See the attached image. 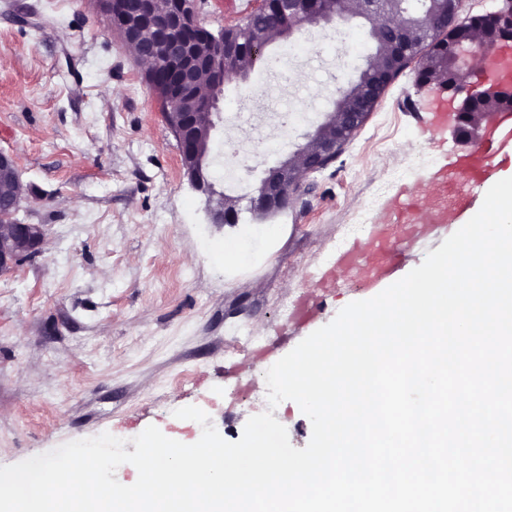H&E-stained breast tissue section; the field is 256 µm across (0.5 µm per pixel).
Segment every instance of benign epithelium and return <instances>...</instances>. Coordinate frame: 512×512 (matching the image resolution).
Wrapping results in <instances>:
<instances>
[{"instance_id": "benign-epithelium-1", "label": "benign epithelium", "mask_w": 512, "mask_h": 512, "mask_svg": "<svg viewBox=\"0 0 512 512\" xmlns=\"http://www.w3.org/2000/svg\"><path fill=\"white\" fill-rule=\"evenodd\" d=\"M202 0H179L178 7L164 14L157 11L156 0H137L134 8H113L114 0H95L104 15L115 18L113 28L125 34V43L132 47L139 60H145L152 69L164 65L174 66L178 77L177 90H191L195 77L201 71L214 76V82L223 83L246 76L235 69L233 59L238 46L224 41L223 32L209 34L212 45L224 57L219 60L202 56L184 39V33L200 26L199 10ZM257 7L251 15L275 14L282 19L281 29L290 35L306 25L330 24L344 16L342 9L331 5L329 0H256ZM502 6L495 12L459 16L461 0H444L441 9L444 35L422 38L412 20L402 11L386 15L378 9V0H359L356 16L365 20L384 19L389 33L385 53L397 58L402 69L417 59L421 53L436 49L441 43L448 44L451 52L454 76L440 80L438 87L453 97L462 98L454 134L458 138L477 135L487 113L476 114L481 102L512 103V89L498 82L473 84L467 77L477 68L486 69L489 57L487 46L500 40L512 39V0H500ZM398 77L396 72H384L376 78L356 103L345 112L332 113V129L319 147L310 150L300 147L288 161L266 169L254 195L249 197L246 210L256 220H264L288 207L292 200L308 190L306 180L312 173L325 169L342 153L358 130L366 123L386 90ZM191 185L206 196V212L212 224H236L239 212L226 210L215 202L212 185L201 172L187 174ZM21 201L4 204L5 213L0 215V274L11 272L20 263L42 254L46 237L43 224H21L14 220Z\"/></svg>"}]
</instances>
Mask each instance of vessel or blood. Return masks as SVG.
<instances>
[{"label":"vessel or blood","mask_w":512,"mask_h":512,"mask_svg":"<svg viewBox=\"0 0 512 512\" xmlns=\"http://www.w3.org/2000/svg\"><path fill=\"white\" fill-rule=\"evenodd\" d=\"M494 121L504 132L502 140H491L473 147L454 167H440L431 174L435 193L417 203L412 197L395 201L392 218L373 223L364 242L339 253L337 264L360 287L374 289L389 280L399 265L405 243L427 236L436 225L452 224L475 214L474 191L494 178L493 159L502 146L512 143V107L493 111ZM324 284L308 288L296 318L314 320L323 307Z\"/></svg>","instance_id":"b4317fda"}]
</instances>
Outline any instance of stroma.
Wrapping results in <instances>:
<instances>
[{"label": "stroma", "mask_w": 512, "mask_h": 512, "mask_svg": "<svg viewBox=\"0 0 512 512\" xmlns=\"http://www.w3.org/2000/svg\"><path fill=\"white\" fill-rule=\"evenodd\" d=\"M253 3L206 0L199 19L229 28ZM335 32L275 40L266 54L289 55L287 72L260 61L247 81L225 83L209 167L217 191L249 196L357 79L374 51L366 23L352 19L341 44ZM143 73L93 0H0V150L27 190L19 219L47 228L43 254L0 276V466L104 432L131 452L150 425L186 441L201 426L173 412L188 405L238 441L268 407L266 371L368 299L344 275L313 322L294 317L337 250L360 241L355 215L387 216L409 186L432 193L431 173L472 146L454 134L460 99L417 88L406 70L306 195L269 219L275 235L251 240L247 264L226 265L211 245L241 238L251 217L210 223ZM245 128L255 152L226 176L224 151Z\"/></svg>", "instance_id": "stroma-1"}]
</instances>
